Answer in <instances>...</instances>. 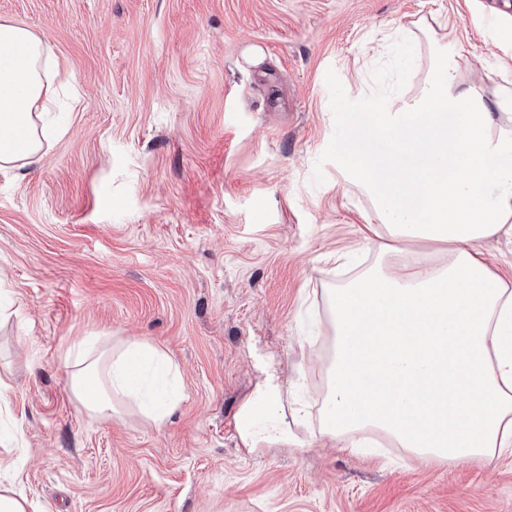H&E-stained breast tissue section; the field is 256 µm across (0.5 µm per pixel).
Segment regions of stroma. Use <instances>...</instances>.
<instances>
[{
    "instance_id": "35a3bbf8",
    "label": "stroma",
    "mask_w": 512,
    "mask_h": 512,
    "mask_svg": "<svg viewBox=\"0 0 512 512\" xmlns=\"http://www.w3.org/2000/svg\"><path fill=\"white\" fill-rule=\"evenodd\" d=\"M0 19L59 63L62 128L24 179L0 169V481L42 512H512V451L317 436L325 290L372 212L342 151L358 117L422 96L435 47L511 93L507 0H0ZM84 336L177 366L163 426L82 411L64 357ZM274 387L283 410L246 419Z\"/></svg>"
}]
</instances>
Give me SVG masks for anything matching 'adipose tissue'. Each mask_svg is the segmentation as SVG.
I'll return each instance as SVG.
<instances>
[{
	"mask_svg": "<svg viewBox=\"0 0 512 512\" xmlns=\"http://www.w3.org/2000/svg\"><path fill=\"white\" fill-rule=\"evenodd\" d=\"M56 65L30 29L0 20V168L25 178L54 132L43 121ZM348 177L374 199L367 229L387 246L365 274L327 289L331 328L321 433H382L425 459L495 457L512 447V287L479 250L512 235V95L486 96L437 58L423 102L367 120ZM137 339H79L65 367L82 409L111 419L144 405L155 425L177 397L145 399Z\"/></svg>",
	"mask_w": 512,
	"mask_h": 512,
	"instance_id": "1",
	"label": "adipose tissue"
}]
</instances>
